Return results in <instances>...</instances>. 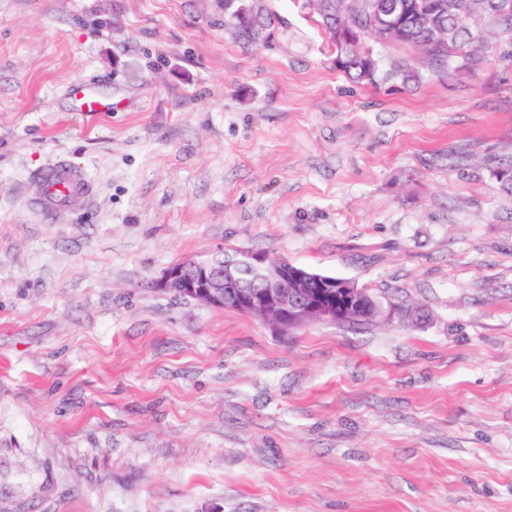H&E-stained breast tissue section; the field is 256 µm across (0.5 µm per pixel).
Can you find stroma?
Returning <instances> with one entry per match:
<instances>
[{"instance_id": "stroma-1", "label": "stroma", "mask_w": 512, "mask_h": 512, "mask_svg": "<svg viewBox=\"0 0 512 512\" xmlns=\"http://www.w3.org/2000/svg\"><path fill=\"white\" fill-rule=\"evenodd\" d=\"M245 3L251 39L224 0H0V512H512V36L356 83ZM62 159L90 199L51 208ZM220 248L382 313L282 335L157 288ZM70 91L79 112H106L109 109L107 104L88 93L82 82L73 83Z\"/></svg>"}]
</instances>
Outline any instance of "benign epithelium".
Instances as JSON below:
<instances>
[{
  "mask_svg": "<svg viewBox=\"0 0 512 512\" xmlns=\"http://www.w3.org/2000/svg\"><path fill=\"white\" fill-rule=\"evenodd\" d=\"M376 26L385 31L399 27L400 11L392 0H373ZM156 287L180 290L205 305L241 311L283 333L310 321L336 323V303L341 294L345 307L359 313L367 292L345 279L320 275L286 259L265 253L220 248L204 258L176 262L156 281Z\"/></svg>",
  "mask_w": 512,
  "mask_h": 512,
  "instance_id": "1",
  "label": "benign epithelium"
}]
</instances>
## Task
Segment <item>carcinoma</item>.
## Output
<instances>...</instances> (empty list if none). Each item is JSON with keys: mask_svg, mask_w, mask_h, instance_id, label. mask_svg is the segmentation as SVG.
<instances>
[{"mask_svg": "<svg viewBox=\"0 0 512 512\" xmlns=\"http://www.w3.org/2000/svg\"><path fill=\"white\" fill-rule=\"evenodd\" d=\"M408 25L397 33L369 28L364 0H314L313 11L325 33L338 28L364 29L371 42H397L420 50L429 64L450 73L474 71L484 62L486 43H473L467 28L486 22L503 33H512V0H442V13L434 16L427 0H402ZM336 67L358 81L366 79L365 58L372 50L365 44L346 50L331 41Z\"/></svg>", "mask_w": 512, "mask_h": 512, "instance_id": "carcinoma-1", "label": "carcinoma"}]
</instances>
